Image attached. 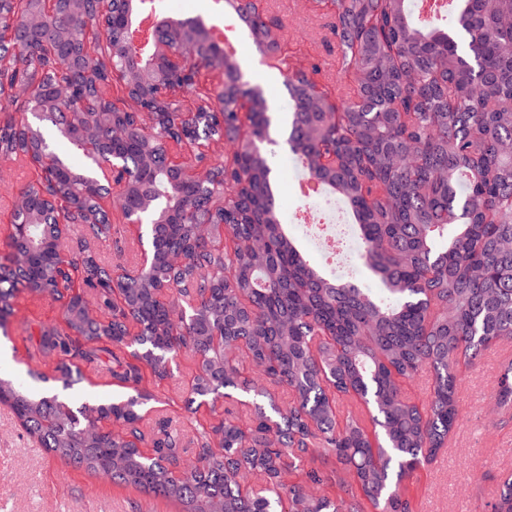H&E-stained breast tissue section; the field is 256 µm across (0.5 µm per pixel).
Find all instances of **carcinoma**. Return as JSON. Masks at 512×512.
I'll use <instances>...</instances> for the list:
<instances>
[{"mask_svg": "<svg viewBox=\"0 0 512 512\" xmlns=\"http://www.w3.org/2000/svg\"><path fill=\"white\" fill-rule=\"evenodd\" d=\"M414 0H313L316 12L334 17L338 71L355 76L337 88L319 84L317 69L300 71L287 63L285 40L258 13L255 0L231 5L255 47L277 62L293 112L288 144L307 176L349 208L361 259L388 295L374 298L351 282L328 278L311 267L280 224L272 188V157L245 145L238 163L245 182L224 212L235 250L197 243L193 218H206L212 185L186 187L164 173L157 136L124 113L129 140L113 152L129 166L134 188L117 203L123 214L160 198L176 211L164 224L150 225L151 245L182 247L181 270L157 269L138 283L127 282L94 245L109 238V215L100 206L105 190L84 179L66 186L81 195L99 224H77L78 256L58 267L53 225L32 224L27 239L12 240L0 257V311L13 309L16 295L47 293L62 303L70 333L42 332L33 342L41 355L65 360L56 380L69 386L74 356L106 364L112 379L132 391L96 405L121 431L88 435L92 410L75 407L56 394L24 391L0 378V402L9 404L28 433L65 465L91 477H107L156 497L182 503L186 512H412L406 481L444 447L460 423L458 388L462 368L475 366L502 340H512V157L500 143L512 140V0H451V6L424 20ZM112 52L129 62L126 32L112 25ZM23 58L43 66L41 78H68L69 62ZM411 69L417 85L402 83ZM234 100L224 117L202 114L197 134L219 141L236 133ZM26 121L33 139L52 150L47 129L32 108ZM18 120L0 126V151L24 150ZM40 193L22 192L19 220L42 211ZM256 234L268 240L256 255L246 243ZM75 280L98 296L108 323L76 311L77 300L62 284ZM162 282L170 285L168 305L185 307V321L168 323L165 304L154 299ZM141 330L125 335V321ZM224 324V338L252 336L250 363L266 366L274 386L292 401L284 409L266 386H257L240 364L228 363L209 348L210 327ZM206 353L191 380L193 400L253 392L267 419L245 438L231 408L210 428H197L199 466L179 470L180 439L162 428L151 439L141 433L140 407L157 383L170 376L169 363L181 352ZM424 377L427 403L410 402L401 380ZM354 394L373 405L370 422L382 436L371 437L357 418L337 422L336 404ZM496 395L512 403V361L504 364ZM150 442L156 462L148 466L138 444ZM332 457L336 469H306L310 455ZM354 475L359 492L339 499L303 498V486L285 484L279 474L296 473L306 482L336 485L339 474ZM264 477L258 494L241 480ZM512 509V476L502 484L492 512Z\"/></svg>", "mask_w": 512, "mask_h": 512, "instance_id": "cac0c4a2", "label": "carcinoma"}]
</instances>
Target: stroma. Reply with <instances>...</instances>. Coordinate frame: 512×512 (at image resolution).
Segmentation results:
<instances>
[{
	"instance_id": "obj_1",
	"label": "stroma",
	"mask_w": 512,
	"mask_h": 512,
	"mask_svg": "<svg viewBox=\"0 0 512 512\" xmlns=\"http://www.w3.org/2000/svg\"><path fill=\"white\" fill-rule=\"evenodd\" d=\"M161 7L165 16L198 17L208 24L223 22L228 12L225 0H163ZM263 7L268 20L286 40L300 44L295 66L319 65L325 84H339L336 43L329 18L314 13L308 0H264ZM235 39L245 80L262 87L275 112H289L290 99L283 78L271 60L258 52L246 29H239ZM303 175L295 156L285 153L274 192L278 219L289 234L294 228L288 218L300 204L294 187ZM34 180V173L24 160L0 163V253L6 249L12 206ZM102 205L111 213L113 229L100 248L101 255L112 266L131 268L142 244L116 211L112 198H104ZM64 324V309L52 297L25 291L18 294L12 314L0 326V346L5 349L0 376L27 387L32 384L28 369L55 377L58 356L32 363L27 358V348L40 326ZM502 365V360L488 353L465 371L459 390L463 424L453 433L452 444L417 470L409 491L415 512H488L489 505L497 500L503 478L512 473V406L499 404L495 394ZM196 368L192 354L183 353L176 358L172 377L153 387V398L144 407L141 424L149 437L163 427L179 434L186 449L182 459L187 463L193 460L196 423H218L226 407L220 401L202 404L193 413L186 411V384ZM82 374V382L67 391L74 405L95 403L119 391L105 371L86 367ZM0 512H181V507L62 464L26 432L8 406L0 405Z\"/></svg>"
}]
</instances>
